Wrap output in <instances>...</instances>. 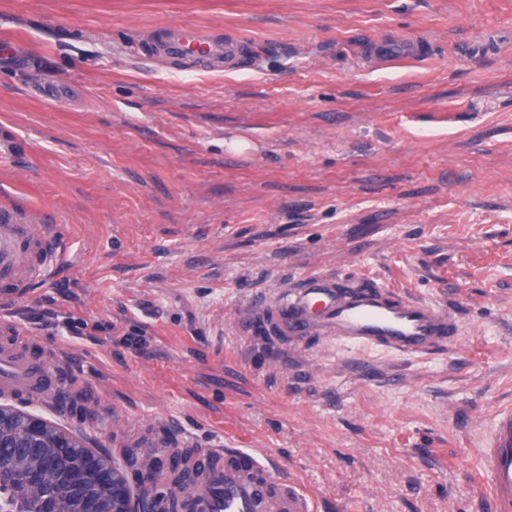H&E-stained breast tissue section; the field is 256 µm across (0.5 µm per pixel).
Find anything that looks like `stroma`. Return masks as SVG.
<instances>
[{
    "label": "stroma",
    "instance_id": "35a3bbf8",
    "mask_svg": "<svg viewBox=\"0 0 512 512\" xmlns=\"http://www.w3.org/2000/svg\"><path fill=\"white\" fill-rule=\"evenodd\" d=\"M167 22L259 50L229 74L126 53ZM386 31L437 54L366 69L354 44ZM0 35L35 54L0 66V207L67 255L0 305V337L28 334L74 381L33 413L130 475L152 459L173 479L183 449L220 441L316 512H491L477 450L512 407V0H0ZM306 272L446 307L456 341L397 358L238 328Z\"/></svg>",
    "mask_w": 512,
    "mask_h": 512
}]
</instances>
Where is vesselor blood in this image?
Returning <instances> with one entry per match:
<instances>
[{
  "label": "vessel or blood",
  "mask_w": 512,
  "mask_h": 512,
  "mask_svg": "<svg viewBox=\"0 0 512 512\" xmlns=\"http://www.w3.org/2000/svg\"><path fill=\"white\" fill-rule=\"evenodd\" d=\"M430 39L384 34L356 45L363 65L385 69L431 59ZM253 40L234 28L224 30L170 22L156 28L149 57L175 61L193 72L244 70ZM0 60L29 68L31 57L16 44L0 41ZM62 250L50 247L41 224H29L0 210V297L48 281L62 263ZM248 333L302 343L310 338L360 350L402 356H431L456 338L452 313L428 302L400 296L373 282L351 281L307 272L270 292L242 315ZM69 388L53 380L48 359L34 357L27 338L0 339V399L56 403ZM492 512H512V408L500 412L492 436L479 453ZM187 474L174 502L155 512H314L310 498L239 448L215 445L186 458Z\"/></svg>",
  "instance_id": "obj_1"
}]
</instances>
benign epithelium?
<instances>
[{
    "label": "benign epithelium",
    "mask_w": 512,
    "mask_h": 512,
    "mask_svg": "<svg viewBox=\"0 0 512 512\" xmlns=\"http://www.w3.org/2000/svg\"><path fill=\"white\" fill-rule=\"evenodd\" d=\"M21 440L30 449L43 447L45 434L39 416L28 413ZM52 448L53 452L40 456L22 472L24 486L39 492L42 512H62L64 503L70 504L69 512H150L146 491L164 490L155 462L141 467L132 482L105 450L87 446L77 450L66 436L56 439ZM91 482L107 488L108 497L88 498L85 490Z\"/></svg>",
    "instance_id": "1"
}]
</instances>
